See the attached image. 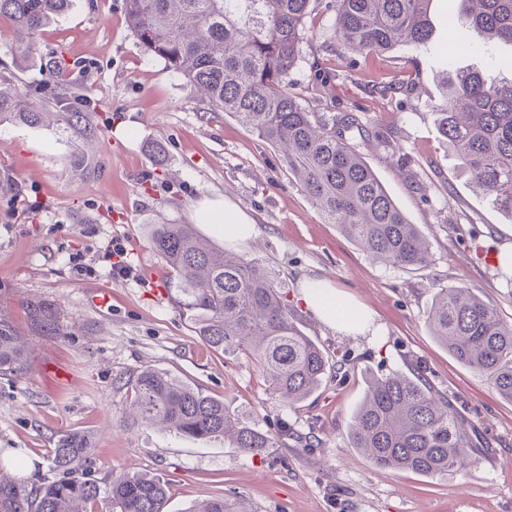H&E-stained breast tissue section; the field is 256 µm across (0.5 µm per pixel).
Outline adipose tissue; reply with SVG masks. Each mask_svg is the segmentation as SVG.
<instances>
[{
    "mask_svg": "<svg viewBox=\"0 0 512 512\" xmlns=\"http://www.w3.org/2000/svg\"><path fill=\"white\" fill-rule=\"evenodd\" d=\"M194 223L205 225L210 235L235 246L247 244L256 234L254 221L224 198H205L192 211ZM301 298L304 306L321 321L348 333L363 334L371 329L370 318H346L336 311L337 294L327 281L308 279L302 282Z\"/></svg>",
    "mask_w": 512,
    "mask_h": 512,
    "instance_id": "obj_1",
    "label": "adipose tissue"
}]
</instances>
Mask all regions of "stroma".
I'll use <instances>...</instances> for the list:
<instances>
[{"instance_id": "stroma-1", "label": "stroma", "mask_w": 512, "mask_h": 512, "mask_svg": "<svg viewBox=\"0 0 512 512\" xmlns=\"http://www.w3.org/2000/svg\"><path fill=\"white\" fill-rule=\"evenodd\" d=\"M460 0H433L428 46H401L385 58L361 57L347 80L315 96L316 76L346 62L331 33L334 12L315 0L293 93L308 111L357 108L397 153L370 145L363 157L410 223L430 243L424 269L393 267L360 250L326 223L282 154L233 117L211 112L181 77L137 43L125 0H72L35 38L32 62L10 53L0 22V73L34 107L88 112L86 121L50 127L0 124V310L24 339L28 372L0 376V472L29 483L50 481L61 435L92 442L91 468L113 475L162 476L166 512L196 502L239 498L247 512H512V402L487 378L457 362L425 320L438 288L461 285L512 322V275L490 258L512 241V219L475 193L439 136L432 103L445 72L488 53L486 76L511 74L512 44L486 45L475 30L448 45V18ZM65 67L64 100L48 69ZM416 73L413 90L383 99L378 82ZM222 196L255 222L256 240L239 255L273 271L301 330L343 364L298 408L272 399L246 359L209 347L197 335L184 294L152 249L153 224H187L193 205ZM121 239L132 276L113 275L105 252ZM158 282H151V274ZM323 279L341 300L372 314L374 332L349 335L321 323L300 300L304 279ZM110 289L108 305L93 297ZM57 310L59 335L35 328L27 303ZM167 372L223 400L247 425L275 430L280 419L309 435L257 455L223 440H194L134 419L130 381L143 369ZM422 375L468 425L476 448L464 471L425 477L374 465L350 448L348 425L373 376Z\"/></svg>"}]
</instances>
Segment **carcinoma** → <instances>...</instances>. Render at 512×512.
<instances>
[{
  "label": "carcinoma",
  "instance_id": "cac0c4a2",
  "mask_svg": "<svg viewBox=\"0 0 512 512\" xmlns=\"http://www.w3.org/2000/svg\"><path fill=\"white\" fill-rule=\"evenodd\" d=\"M311 0H126V22L138 43L180 75L212 112L232 115L283 152L288 171L312 204L356 245L402 268L428 264L421 231L409 223L364 161L369 131L356 112L329 117L306 110L292 93L302 59ZM466 23L485 43H512V0H461ZM430 0H330L333 35L346 54L381 56L398 45L425 47L432 38ZM71 0H0V20L11 30V51L33 58L35 35L64 14ZM486 62L444 77L435 105L441 138L469 179L512 219V77L490 82ZM81 112L33 110L27 94L0 76V123L72 124ZM150 243L188 296L199 336L216 350L242 355L281 405L295 409L331 373L323 348L299 328L282 283L272 272L200 238L189 224H154ZM33 324L59 335L50 303L29 306ZM427 325L461 364L486 376L512 402V323L464 286L434 296ZM28 371L24 342L0 314V374ZM130 411L143 423L192 439L228 438L252 454L288 437L243 425L224 401L151 368L131 384ZM350 447L375 465L424 476L462 471L473 461L465 422L447 399L423 383L391 373L372 378L348 426ZM90 443L80 433L62 436L53 449L55 479L27 485L0 477V512H165L166 481L157 475L119 474L101 485L89 469ZM190 512H243L236 504L202 501Z\"/></svg>",
  "mask_w": 512,
  "mask_h": 512
}]
</instances>
